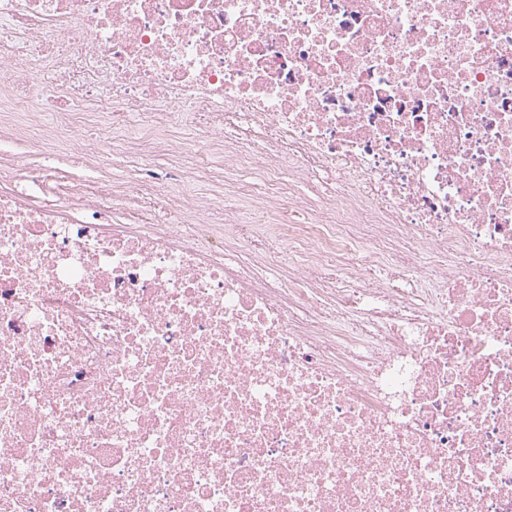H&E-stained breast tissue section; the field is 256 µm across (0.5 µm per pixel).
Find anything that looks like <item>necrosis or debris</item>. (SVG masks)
<instances>
[{"instance_id": "4bbe7bcc", "label": "necrosis or debris", "mask_w": 512, "mask_h": 512, "mask_svg": "<svg viewBox=\"0 0 512 512\" xmlns=\"http://www.w3.org/2000/svg\"><path fill=\"white\" fill-rule=\"evenodd\" d=\"M0 64V512H512V0H0ZM1 151L19 157L31 168H39L42 154L37 149H33L24 143H0V152ZM63 173L72 185L92 184L94 182H106L113 179L124 177V172L120 169H113L106 166L102 169L88 170L83 168H64Z\"/></svg>"}]
</instances>
